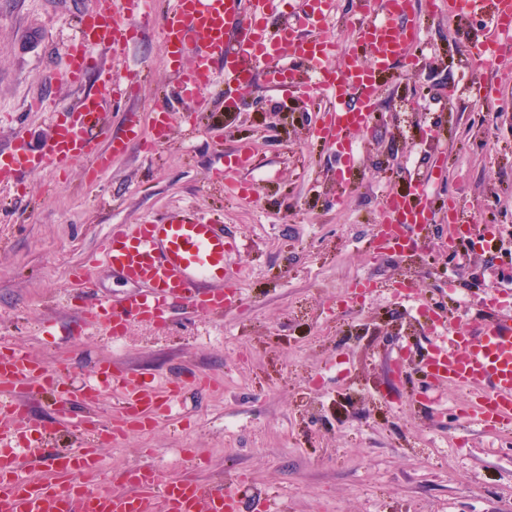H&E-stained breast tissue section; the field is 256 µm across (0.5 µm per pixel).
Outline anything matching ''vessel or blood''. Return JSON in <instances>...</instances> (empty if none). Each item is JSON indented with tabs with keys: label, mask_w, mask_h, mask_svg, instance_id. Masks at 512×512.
<instances>
[{
	"label": "vessel or blood",
	"mask_w": 512,
	"mask_h": 512,
	"mask_svg": "<svg viewBox=\"0 0 512 512\" xmlns=\"http://www.w3.org/2000/svg\"><path fill=\"white\" fill-rule=\"evenodd\" d=\"M457 15L479 19L481 38L466 48L475 69L512 48V0H448ZM145 0H92L82 18L80 37L67 48L66 69L53 73L52 81L81 89L74 102L63 104L64 121L55 125L48 144L39 150L21 147L0 154V183L35 169L65 170L82 160L104 168L110 155L126 151L145 138L137 123L124 136L109 137L102 112L107 95H132L135 80L121 76L103 64L100 52L118 57L136 35L132 24L144 10ZM276 0H173L162 31L174 57L192 54L188 72L177 74L178 87L196 101L218 79L235 84L240 94L251 90L249 74L262 67L267 85L292 91L298 72L317 79L331 105L315 131V137L336 148L346 170L357 164L354 135L375 119V93L382 79L394 76L415 62L422 33L421 23L405 19V0H377L355 29V48L371 52L367 64L334 66V45L323 32L336 12L335 0H303L291 23L274 30L267 23ZM98 73L101 88L85 90L89 73ZM251 154L240 149L224 157V186L239 187L237 173L250 166ZM385 224L396 225L397 237L374 241L376 250L390 249L395 240L415 242L433 215L427 188L408 182L384 203ZM236 247L220 224H210L193 209L161 224L132 227L113 225L105 239L103 255L113 271L138 285V292L121 302L101 299L88 311L84 328L101 318L112 324L113 336L125 333L131 318L158 325L165 322L168 301L186 302L198 315H221L239 308L241 293L229 280L225 258ZM424 369L438 385L465 387L475 397L465 416L487 431L512 423V316L486 305L476 331L458 327L437 337L436 350L427 354ZM64 370L35 363L23 351L0 352V414H23L27 396L50 393L65 396ZM109 384L123 394L115 424L104 426L93 418L82 421L91 439L70 458L54 465L50 478L29 479L21 471L18 450L38 447L32 430L0 434V512H238L234 482L204 489L194 479H168L143 464L115 474L123 490L100 488L102 474L98 449L115 434L143 430L170 416L180 397L179 387L159 391L153 382L112 365L100 364L94 383L84 393L93 401L99 385Z\"/></svg>",
	"instance_id": "b4317fda"
}]
</instances>
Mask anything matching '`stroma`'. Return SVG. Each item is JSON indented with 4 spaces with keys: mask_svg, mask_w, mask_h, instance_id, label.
Here are the masks:
<instances>
[{
    "mask_svg": "<svg viewBox=\"0 0 512 512\" xmlns=\"http://www.w3.org/2000/svg\"><path fill=\"white\" fill-rule=\"evenodd\" d=\"M90 0H0V151L43 147L59 120L58 105L76 89L49 83L65 69ZM168 0H153L154 20L120 55L139 75L136 94L113 101L104 115L112 135L130 120L154 127L156 101L168 99L175 119L158 143L142 142L113 158L101 173L82 161L62 171L33 170L0 196V347L69 370L71 393L109 360L158 383L184 381L179 420L116 436L100 448V484L114 491V473L136 464L165 477L195 479L209 488L240 478L241 512H259L258 496H276L282 512H512V427L489 433L457 409L468 398L454 387L418 397L420 378L393 377L399 350L422 356L430 333L414 308L389 295L368 298L365 311L342 304L356 282L382 286L408 279L420 303L454 308L444 283L476 296L482 282L512 285V51L496 71H473L463 42L481 24L425 11L426 40L416 69L383 80L372 126L356 136L357 168L346 184L335 149L311 138L328 99L306 90L269 89L254 71L252 90L206 91L204 106L178 92L156 18ZM497 87L492 109L479 108L477 86ZM249 148L252 192H225L224 153ZM426 182L433 221L448 225V201L465 217L497 225L483 248L489 270L474 273L472 251L427 238L408 276L398 256L371 248L382 221L381 192L407 178ZM191 207L240 242L226 258L245 302L223 317L171 308L166 325L131 321L79 331L86 296L73 275L91 274L95 293L118 301L137 285L92 261L114 224L160 222ZM41 431L49 456L33 474L48 476L52 459L74 454L83 432L64 422L50 396L26 401L21 421ZM454 437L440 453L431 440Z\"/></svg>",
    "mask_w": 512,
    "mask_h": 512,
    "instance_id": "obj_1",
    "label": "stroma"
}]
</instances>
